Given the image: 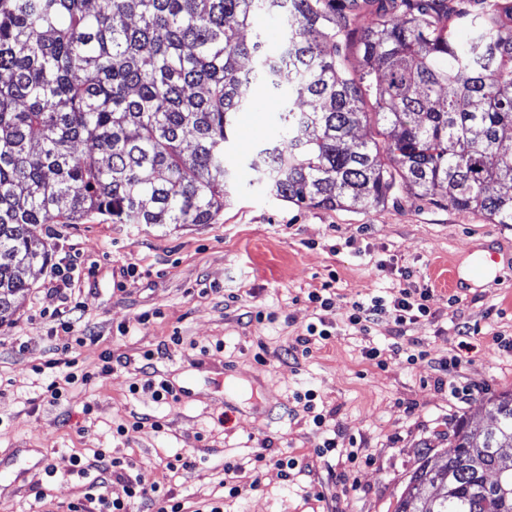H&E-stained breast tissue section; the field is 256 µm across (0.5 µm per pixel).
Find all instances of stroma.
Listing matches in <instances>:
<instances>
[{"label": "stroma", "instance_id": "1", "mask_svg": "<svg viewBox=\"0 0 512 512\" xmlns=\"http://www.w3.org/2000/svg\"><path fill=\"white\" fill-rule=\"evenodd\" d=\"M268 95L246 112L227 156L237 177L230 201L210 224H114L97 216L82 224H40L51 260L29 275L31 289L0 323V468L8 485L0 512H69L88 481L73 456L96 449L156 465V477L176 498L222 506L223 512H395L397 499L424 457L452 453L459 421L470 429L492 424V399L512 390V353L496 339L512 337V224L484 213L458 211L395 188L380 207L296 206L256 181L247 162L278 135ZM491 250L505 266L493 280L462 291L445 288V266L462 268L470 252ZM411 272L428 289V316L406 325L425 358L407 363L366 359L367 346L390 344L388 323L362 332L348 326L354 302L392 299ZM71 277L81 303L74 332L53 335L42 311L54 307L59 273ZM326 291V318L335 338L308 358L285 351L305 335L318 311L310 293ZM265 312L257 320V312ZM146 324H137L140 314ZM469 323V349L459 347L458 323ZM71 345L90 369L105 352L123 353L131 366L69 388L55 404L43 401L46 375L37 366ZM157 379L176 389L175 402L157 403L138 368L145 352ZM460 356L455 398L438 384L437 359ZM315 390L329 411L316 428L294 395ZM157 416L163 430L142 427L130 440L113 437L132 415ZM358 450L356 464L316 452L323 437ZM295 457L290 476L265 469L257 490L232 498L221 481L225 462L252 468L257 455ZM195 468L165 475L174 454ZM48 490L39 498L40 490Z\"/></svg>", "mask_w": 512, "mask_h": 512}]
</instances>
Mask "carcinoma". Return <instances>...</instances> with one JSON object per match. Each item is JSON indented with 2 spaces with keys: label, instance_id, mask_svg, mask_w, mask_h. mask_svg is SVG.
I'll return each instance as SVG.
<instances>
[{
  "label": "carcinoma",
  "instance_id": "1",
  "mask_svg": "<svg viewBox=\"0 0 512 512\" xmlns=\"http://www.w3.org/2000/svg\"><path fill=\"white\" fill-rule=\"evenodd\" d=\"M375 1L359 25L339 0H0V323L50 260L35 224L212 223L260 88L281 126L248 167L282 200L376 207L401 183L512 224V0ZM367 98L379 140L354 135ZM493 405L395 512H512V391Z\"/></svg>",
  "mask_w": 512,
  "mask_h": 512
}]
</instances>
